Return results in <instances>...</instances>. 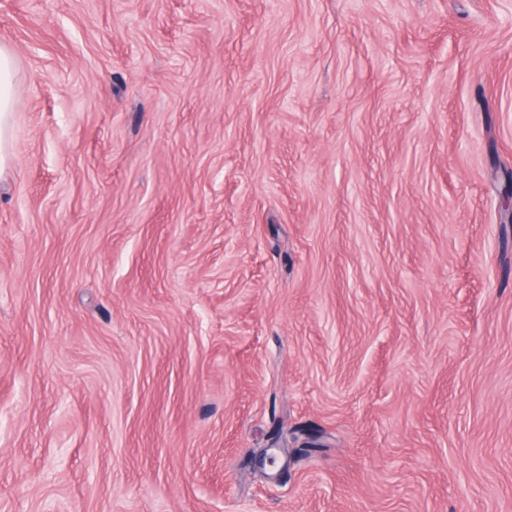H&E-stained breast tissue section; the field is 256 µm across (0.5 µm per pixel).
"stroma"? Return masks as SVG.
I'll use <instances>...</instances> for the list:
<instances>
[{
    "label": "stroma",
    "instance_id": "35a3bbf8",
    "mask_svg": "<svg viewBox=\"0 0 512 512\" xmlns=\"http://www.w3.org/2000/svg\"><path fill=\"white\" fill-rule=\"evenodd\" d=\"M0 512H512V0H0ZM16 62L12 52L0 47V168L12 157V122L15 112L13 84Z\"/></svg>",
    "mask_w": 512,
    "mask_h": 512
}]
</instances>
